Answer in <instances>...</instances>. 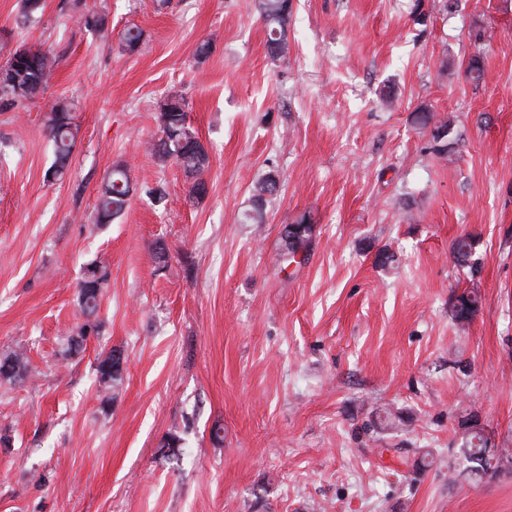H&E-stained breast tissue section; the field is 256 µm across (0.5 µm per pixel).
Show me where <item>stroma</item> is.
<instances>
[{
    "instance_id": "1",
    "label": "stroma",
    "mask_w": 512,
    "mask_h": 512,
    "mask_svg": "<svg viewBox=\"0 0 512 512\" xmlns=\"http://www.w3.org/2000/svg\"><path fill=\"white\" fill-rule=\"evenodd\" d=\"M292 2L275 59L256 0H45L27 23L0 0V63L56 60L26 108L0 101V355L29 358L0 383V512H512V475L449 469L464 416L512 448V0ZM172 96L209 152L201 198L148 150ZM58 101L79 133L51 182ZM424 108L455 124L447 157ZM118 164L129 204L96 223ZM270 171L264 223H242ZM303 216L311 244L281 270V229ZM465 236L474 275L450 260ZM91 262L111 277L87 317ZM469 288L480 310L459 325ZM110 349L125 370L108 400ZM481 295L477 289L471 288L463 291L455 298L450 307V314L458 323L470 322L479 310ZM120 353L116 350H110L106 353L101 352L97 358L96 371L98 373V382L102 390L107 394L112 392V389L118 387L122 383V376H113L112 373H106L105 368L110 366L112 368V358L114 354Z\"/></svg>"
}]
</instances>
